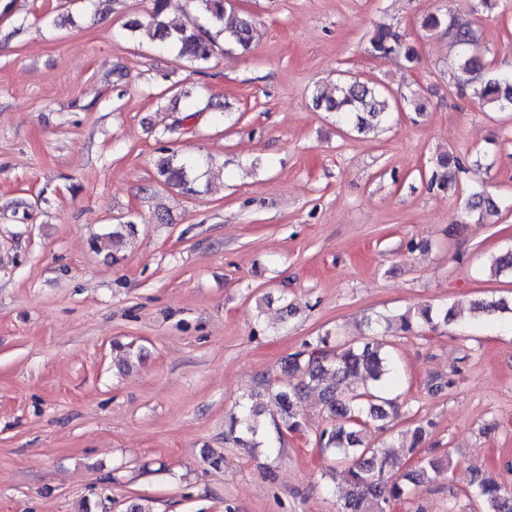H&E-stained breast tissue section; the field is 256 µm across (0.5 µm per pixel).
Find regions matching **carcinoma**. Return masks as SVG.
I'll return each instance as SVG.
<instances>
[{"label":"carcinoma","instance_id":"carcinoma-1","mask_svg":"<svg viewBox=\"0 0 512 512\" xmlns=\"http://www.w3.org/2000/svg\"><path fill=\"white\" fill-rule=\"evenodd\" d=\"M196 9L206 18L210 28L201 25L188 27L167 20L168 0H150L147 19L132 21L124 30L136 34L147 30L151 38L164 48L177 50L179 58L202 67L215 53L216 38L225 40L243 50L250 48L256 31L251 20L240 17L232 0H194ZM425 31L445 30L453 46L457 47L454 66L458 85L474 79L484 80L481 97L485 104L498 112H512V72L507 74L494 69L490 63L473 53L478 37L467 25L448 18V14L427 15L422 21ZM374 54L386 57L403 55L412 65L417 60L415 49L402 42L400 35L386 27L378 28L370 38ZM316 106L336 113L338 120L359 131L379 127L391 112L387 91L376 82L351 79L340 82L334 92H316ZM199 166L192 157H182L175 152L160 157L156 163L157 176L171 188L188 189L190 177ZM458 164L450 156L438 160L432 182L447 187L456 179ZM467 208L471 211L494 214L497 203L483 190L470 192ZM134 225L118 224L104 234L105 242L118 246L125 235L133 232ZM491 269L497 273L512 274V246L493 255ZM470 305L492 315L509 310L508 302L501 299H474ZM461 315V304L435 308L422 304L400 314L386 316L387 327L397 326L404 333H411L420 326L431 329L448 324ZM284 369L296 376L297 382L286 389L274 391L265 387L243 405L239 414L230 418L228 431L234 441L244 448H254L264 434L265 418L274 410L286 429L300 428L299 410L311 396L317 397L329 418L337 426L324 428L317 436L319 447L334 452L340 466L332 473V480L343 493L339 512H387L391 503L404 500L412 486L433 481L438 474L452 467L453 462L444 457H421L417 465L400 471L401 458L389 444L372 446L364 440V428L375 424L380 430L388 429L393 403L381 396L389 387L394 363L389 345L373 334L360 341L340 342L327 332L307 343L302 349L288 356ZM358 380L363 386L360 393L346 395L345 383ZM422 425L401 434L399 447L407 454L418 452L425 440ZM473 494L480 512H512V489L492 477H478L473 481Z\"/></svg>","mask_w":512,"mask_h":512}]
</instances>
